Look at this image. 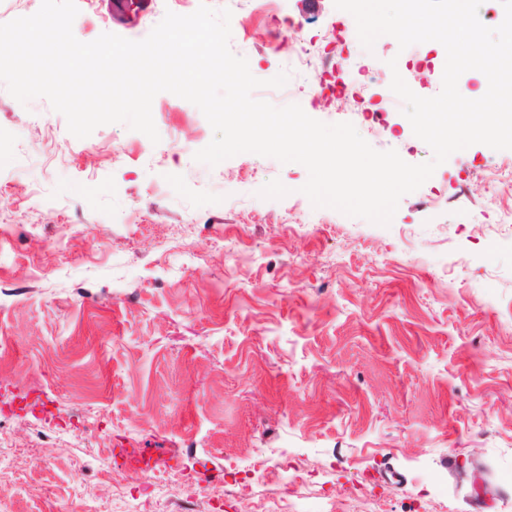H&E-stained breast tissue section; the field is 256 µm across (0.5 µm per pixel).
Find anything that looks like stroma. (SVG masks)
I'll list each match as a JSON object with an SVG mask.
<instances>
[{
  "label": "stroma",
  "mask_w": 512,
  "mask_h": 512,
  "mask_svg": "<svg viewBox=\"0 0 512 512\" xmlns=\"http://www.w3.org/2000/svg\"><path fill=\"white\" fill-rule=\"evenodd\" d=\"M203 1L231 10L253 76L287 72L254 98L431 160L386 90L397 72L437 95L443 45L365 49L333 0H76L79 37L139 40ZM339 22L346 90L325 97L288 56ZM152 116L156 144L123 124L79 139L0 82V512H175L202 487L201 512H506L512 150L453 153L383 227L314 207L301 164L195 161L213 130L185 99ZM116 448L170 463L125 469Z\"/></svg>",
  "instance_id": "stroma-1"
}]
</instances>
